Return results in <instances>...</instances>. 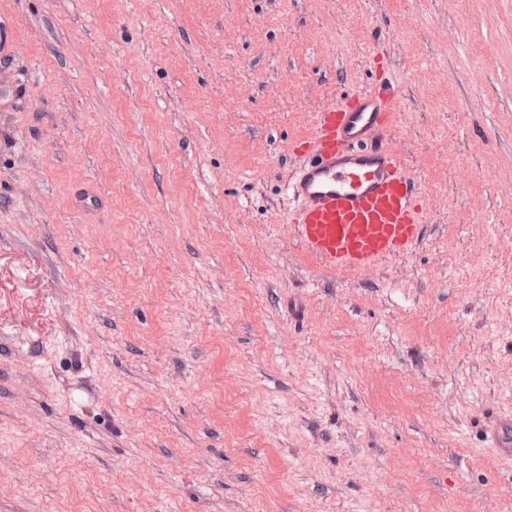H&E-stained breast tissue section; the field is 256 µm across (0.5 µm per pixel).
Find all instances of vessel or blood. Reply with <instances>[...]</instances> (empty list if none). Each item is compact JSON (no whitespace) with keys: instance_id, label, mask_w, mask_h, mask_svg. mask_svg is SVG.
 Instances as JSON below:
<instances>
[{"instance_id":"1","label":"vessel or blood","mask_w":512,"mask_h":512,"mask_svg":"<svg viewBox=\"0 0 512 512\" xmlns=\"http://www.w3.org/2000/svg\"><path fill=\"white\" fill-rule=\"evenodd\" d=\"M394 79L326 105L293 153L285 195L293 234L325 271L366 272L425 235L415 180L390 136Z\"/></svg>"}]
</instances>
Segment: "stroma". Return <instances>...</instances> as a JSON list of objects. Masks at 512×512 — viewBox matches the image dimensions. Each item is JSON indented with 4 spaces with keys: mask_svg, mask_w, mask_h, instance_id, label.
Returning a JSON list of instances; mask_svg holds the SVG:
<instances>
[{
    "mask_svg": "<svg viewBox=\"0 0 512 512\" xmlns=\"http://www.w3.org/2000/svg\"><path fill=\"white\" fill-rule=\"evenodd\" d=\"M394 72L430 219L324 274L284 184ZM512 0H0V512H512Z\"/></svg>",
    "mask_w": 512,
    "mask_h": 512,
    "instance_id": "obj_1",
    "label": "stroma"
}]
</instances>
